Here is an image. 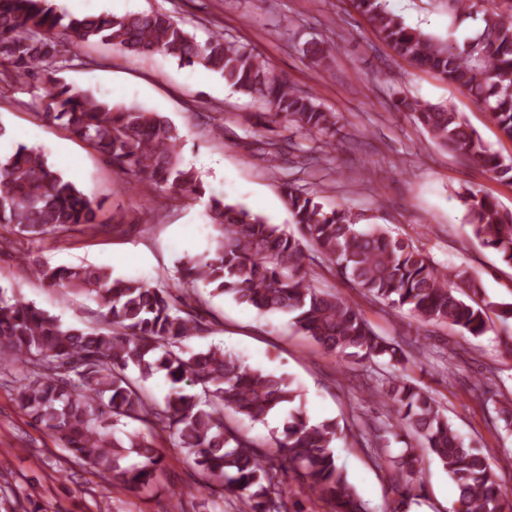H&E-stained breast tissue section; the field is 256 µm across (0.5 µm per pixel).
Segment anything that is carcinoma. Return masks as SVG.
Listing matches in <instances>:
<instances>
[{
    "label": "carcinoma",
    "mask_w": 512,
    "mask_h": 512,
    "mask_svg": "<svg viewBox=\"0 0 512 512\" xmlns=\"http://www.w3.org/2000/svg\"><path fill=\"white\" fill-rule=\"evenodd\" d=\"M393 53L432 71L491 112L512 140V6L491 0H448V11L482 14L481 28L459 42L405 25L385 0H350ZM106 45L135 55L162 53L183 67L214 72L259 103V125L301 136L334 137L338 117L316 98L275 75L260 54L210 33L199 39L170 14L74 16L54 0H0V81L38 73L45 86L34 110L85 142L128 183H148L171 200L200 197L203 185L181 164L184 140L169 117L136 105L115 104L89 91H74L57 74L79 59L75 50ZM397 108L409 113L442 149L512 183V158L493 151L445 104L407 96ZM260 156L276 172L282 145L261 142ZM284 201L296 232L212 194L205 210L217 235L206 252L180 263L170 283L152 286L117 277L105 267L43 264L31 268L50 287L84 294L104 309L107 327L93 331L64 325L47 311L0 288V370H17L22 410L58 440L70 457L114 485L149 495L163 456L156 433L173 430L177 447L204 477L203 487L232 491L238 512H301L284 485L293 472L332 512H366L357 489L338 464L342 430L334 419L312 422L293 408L301 398L294 378L244 365L211 345L190 349L183 341L205 331L192 292L203 285L261 313H283L290 326L341 360H384L388 371L370 377L369 400L386 409L374 438L399 428L423 440V453L406 448L381 455L394 512H410L419 497L431 455L456 484L451 512H503L512 496L490 468L483 449L457 431L441 404L406 375L409 356L392 338L377 333L358 306L312 284L314 265L330 263L362 297L407 309L417 329L449 325L463 335L491 331L495 314L512 321V301L487 297L468 270L437 265L424 249L380 224H361L348 210H330L286 183ZM473 237L512 267V212L478 190L464 195ZM103 203L87 197L52 164L44 151L18 144L0 156V225L32 239L90 230L100 224ZM163 374L170 390L156 401L144 382ZM473 395L494 405L496 419L512 432V399ZM288 412L275 451L263 449L242 422H263ZM397 424L390 423V414ZM139 427L116 435L118 426Z\"/></svg>",
    "instance_id": "1"
}]
</instances>
